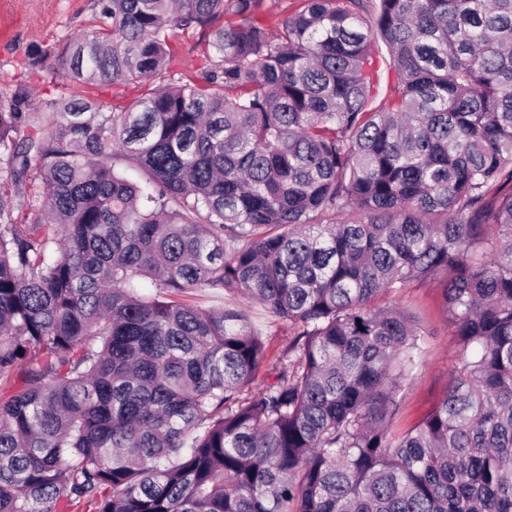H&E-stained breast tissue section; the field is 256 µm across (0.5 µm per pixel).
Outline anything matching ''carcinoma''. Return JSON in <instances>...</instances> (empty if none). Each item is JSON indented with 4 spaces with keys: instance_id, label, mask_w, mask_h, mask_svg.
Returning a JSON list of instances; mask_svg holds the SVG:
<instances>
[{
    "instance_id": "carcinoma-1",
    "label": "carcinoma",
    "mask_w": 512,
    "mask_h": 512,
    "mask_svg": "<svg viewBox=\"0 0 512 512\" xmlns=\"http://www.w3.org/2000/svg\"><path fill=\"white\" fill-rule=\"evenodd\" d=\"M263 3L96 0L53 74L145 93L0 102V512H512V0ZM433 278L460 360L394 436L423 332L373 301ZM206 286L293 327L264 389ZM294 0H265L266 20L272 31H277L282 21L296 8ZM175 44L174 70L183 74L184 81H189L195 77L198 66L204 60L205 39L200 31H188L180 33Z\"/></svg>"
}]
</instances>
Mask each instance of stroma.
<instances>
[{"instance_id":"35a3bbf8","label":"stroma","mask_w":512,"mask_h":512,"mask_svg":"<svg viewBox=\"0 0 512 512\" xmlns=\"http://www.w3.org/2000/svg\"><path fill=\"white\" fill-rule=\"evenodd\" d=\"M94 0H0V16L9 19L0 31V91L21 90L32 102L82 95L109 107L127 105L144 91L136 83L112 86L64 84L53 76L41 56L59 49L74 35L95 23ZM190 303L220 309L235 305L266 341V359L250 386L259 391L275 375L282 354L293 338L290 326L278 321L260 305L232 300L220 288H201L188 294ZM380 305L398 304L413 313L424 333L421 363L413 371L392 422L396 434L414 426L442 397L460 349L444 312L439 279L413 283L400 294H386Z\"/></svg>"}]
</instances>
